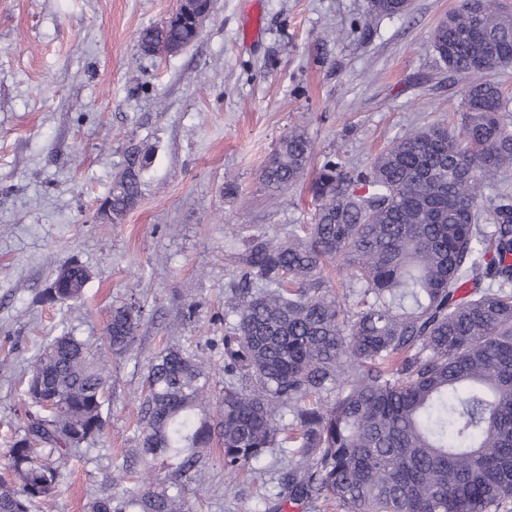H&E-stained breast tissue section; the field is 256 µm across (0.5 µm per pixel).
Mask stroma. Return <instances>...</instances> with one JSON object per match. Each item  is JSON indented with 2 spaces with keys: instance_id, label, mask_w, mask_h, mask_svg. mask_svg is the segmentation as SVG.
Returning <instances> with one entry per match:
<instances>
[{
  "instance_id": "35a3bbf8",
  "label": "stroma",
  "mask_w": 512,
  "mask_h": 512,
  "mask_svg": "<svg viewBox=\"0 0 512 512\" xmlns=\"http://www.w3.org/2000/svg\"><path fill=\"white\" fill-rule=\"evenodd\" d=\"M460 3L411 0L408 14L387 16L370 0H212L195 42L152 56L139 33L167 22L177 0H0V471L45 337L65 323L96 343L113 306L132 297L146 317L112 360L102 438L112 456L71 458L51 512H82L109 464L143 471L136 423L149 355L223 335L243 224L282 237L314 221L307 182L266 200L259 176L280 138L305 130L313 173L336 156L366 166L420 125L457 122L462 86L430 32ZM133 145L148 155L140 198L114 224L102 206ZM72 261L91 274L83 302H44ZM285 462L273 448L228 479L213 449L185 485L191 512H252Z\"/></svg>"
}]
</instances>
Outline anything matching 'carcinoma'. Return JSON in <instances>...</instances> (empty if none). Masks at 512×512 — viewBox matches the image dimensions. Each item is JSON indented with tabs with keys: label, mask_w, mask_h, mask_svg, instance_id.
I'll return each instance as SVG.
<instances>
[{
	"label": "carcinoma",
	"mask_w": 512,
	"mask_h": 512,
	"mask_svg": "<svg viewBox=\"0 0 512 512\" xmlns=\"http://www.w3.org/2000/svg\"><path fill=\"white\" fill-rule=\"evenodd\" d=\"M190 14L140 32L146 53L175 54L199 36ZM409 0H371L403 15ZM463 83L457 127L422 125L363 168L326 160L311 182L315 222L279 238H242L238 282L225 297L224 359L214 384L206 349L168 347L147 367L139 405L142 488H103L84 512H190L182 480L223 449L233 477L271 448L292 446L288 470L254 512L334 499L348 512H512V97L492 79L512 66V14L499 0H461L431 33ZM313 142L299 128L273 149L260 179L272 199L303 177ZM143 163L127 164L107 198L121 222L140 196ZM336 261L343 296L325 275ZM82 300L90 272L68 265ZM144 320L133 300L112 307L104 347L63 328L38 350L28 410L0 477V512H34L64 483V467L96 447L109 419L112 357ZM171 482H153V467Z\"/></svg>",
	"instance_id": "1"
}]
</instances>
